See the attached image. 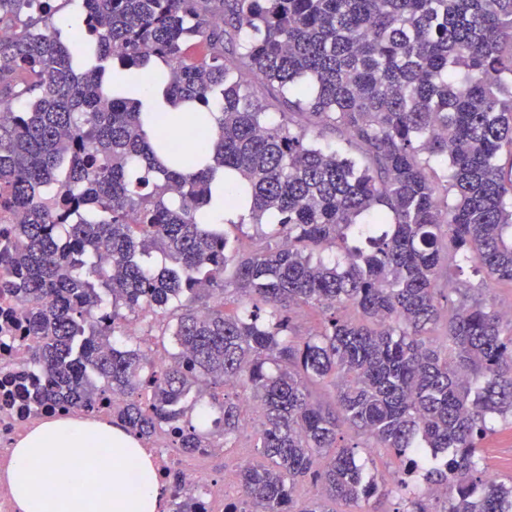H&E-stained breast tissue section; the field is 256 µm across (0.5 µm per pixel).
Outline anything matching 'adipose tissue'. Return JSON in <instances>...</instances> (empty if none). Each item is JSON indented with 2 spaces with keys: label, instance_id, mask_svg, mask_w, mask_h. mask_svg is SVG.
Returning <instances> with one entry per match:
<instances>
[{
  "label": "adipose tissue",
  "instance_id": "ef3b65f1",
  "mask_svg": "<svg viewBox=\"0 0 512 512\" xmlns=\"http://www.w3.org/2000/svg\"><path fill=\"white\" fill-rule=\"evenodd\" d=\"M9 479L23 512H156L161 499L136 437L79 418L46 421L24 437Z\"/></svg>",
  "mask_w": 512,
  "mask_h": 512
}]
</instances>
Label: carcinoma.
I'll use <instances>...</instances> for the list:
<instances>
[{"mask_svg": "<svg viewBox=\"0 0 512 512\" xmlns=\"http://www.w3.org/2000/svg\"><path fill=\"white\" fill-rule=\"evenodd\" d=\"M52 2L0 0V210L21 216L0 233V286L43 337L36 401L121 395L122 429L170 428L192 454L240 434L233 380L261 423L265 464L237 472L249 512H512V480L482 464L512 418V330L473 289L438 288L467 267L512 284V0H64L73 39ZM119 69L185 113L146 111ZM226 171V208L249 199L246 253L202 223ZM230 287L228 312L210 299ZM305 307L321 321L303 333ZM145 313L173 345L158 372L130 335ZM346 430L404 467L378 482ZM306 482L322 493L299 499ZM396 502L397 500L392 497L381 500L372 498L369 501L361 500L358 504L344 505L342 503H336V506L332 504L331 507L338 512H392L393 509L398 506Z\"/></svg>", "mask_w": 512, "mask_h": 512, "instance_id": "obj_1", "label": "carcinoma"}]
</instances>
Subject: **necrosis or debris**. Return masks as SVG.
<instances>
[{"instance_id": "necrosis-or-debris-1", "label": "necrosis or debris", "mask_w": 512, "mask_h": 512, "mask_svg": "<svg viewBox=\"0 0 512 512\" xmlns=\"http://www.w3.org/2000/svg\"><path fill=\"white\" fill-rule=\"evenodd\" d=\"M36 341L26 331L24 314L14 298L0 294V512H20L7 479L18 442L42 423L76 417L71 407L45 406L34 399L40 374L32 360ZM164 488L159 512H175V487H182L199 502V512H241L243 499L227 472L208 466L224 453L223 439L206 451L183 453L173 437L161 432L143 440Z\"/></svg>"}]
</instances>
